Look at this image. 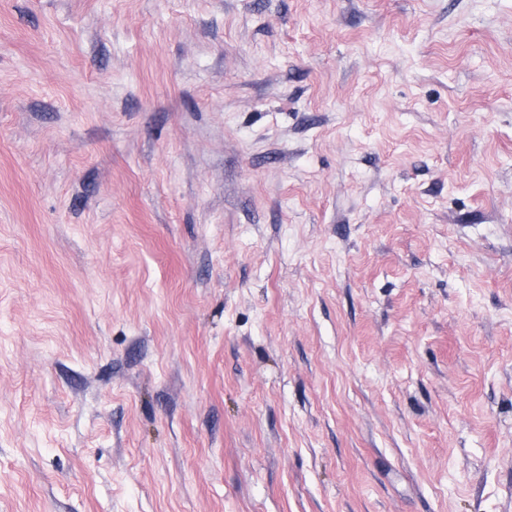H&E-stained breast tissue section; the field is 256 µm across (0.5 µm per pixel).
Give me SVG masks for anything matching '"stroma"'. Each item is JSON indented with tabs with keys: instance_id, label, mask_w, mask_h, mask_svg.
Masks as SVG:
<instances>
[{
	"instance_id": "obj_1",
	"label": "stroma",
	"mask_w": 512,
	"mask_h": 512,
	"mask_svg": "<svg viewBox=\"0 0 512 512\" xmlns=\"http://www.w3.org/2000/svg\"><path fill=\"white\" fill-rule=\"evenodd\" d=\"M0 512H512V0H0Z\"/></svg>"
}]
</instances>
